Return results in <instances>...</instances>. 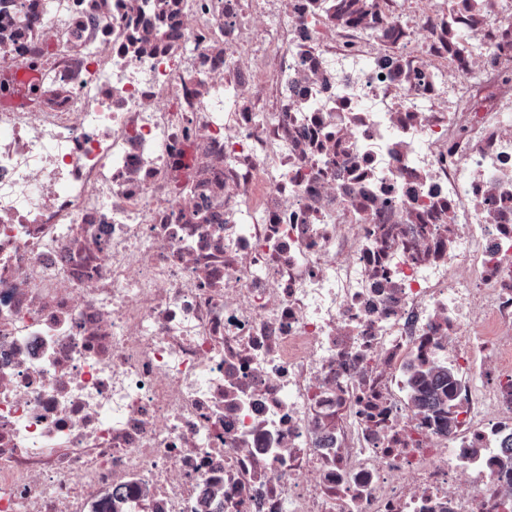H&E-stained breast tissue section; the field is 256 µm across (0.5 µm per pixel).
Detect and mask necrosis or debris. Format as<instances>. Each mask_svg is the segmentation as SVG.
<instances>
[{"label": "necrosis or debris", "mask_w": 512, "mask_h": 512, "mask_svg": "<svg viewBox=\"0 0 512 512\" xmlns=\"http://www.w3.org/2000/svg\"><path fill=\"white\" fill-rule=\"evenodd\" d=\"M511 335L512 0H0V512H512ZM413 379L412 385L418 394L416 403L432 409L447 425L452 414L453 369L442 364L420 366L415 370Z\"/></svg>", "instance_id": "necrosis-or-debris-1"}]
</instances>
